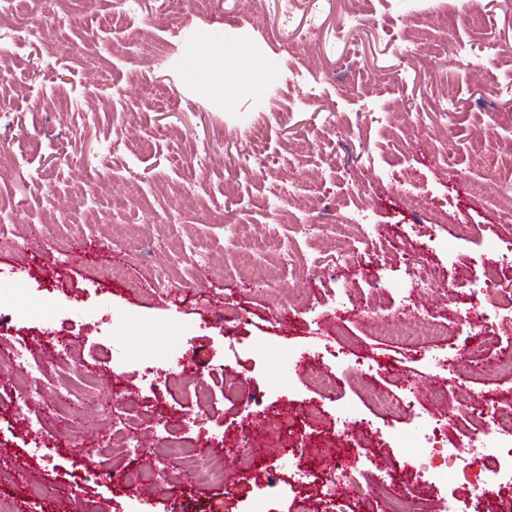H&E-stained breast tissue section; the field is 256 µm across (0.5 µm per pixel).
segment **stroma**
I'll return each instance as SVG.
<instances>
[{
	"mask_svg": "<svg viewBox=\"0 0 512 512\" xmlns=\"http://www.w3.org/2000/svg\"><path fill=\"white\" fill-rule=\"evenodd\" d=\"M114 8L115 0H96L92 12L68 20L35 13L34 22L60 25L58 66L0 104V145L31 172L23 179L0 168V208L13 213L0 224V279L19 280L26 295L0 302V318L12 325L0 333V353L22 338L43 365L38 393L26 398L14 388L21 371L0 375V506L51 512L57 498L71 512H127L109 471H153L155 459L109 445L113 428L148 445L166 426L199 439L168 376L142 380L156 351L178 336L191 384L211 383L212 367L224 364L260 396L263 415L324 432L301 470L327 471L345 452L363 467L344 480V493L308 484L295 502L266 487L288 454L268 432L247 467L210 449L225 487L180 492L153 471L141 490L152 512H249L261 496L266 512H393L395 501L417 497L441 512L447 486L424 483L396 442L413 417L382 403L396 396L450 417L484 398L512 408V375L496 367L512 355V328L483 333L467 357L454 353L465 336L454 311L469 300L473 274L489 265L512 280V252L500 246L512 239L500 212L512 191V6L475 0L467 12L463 0H387L329 57L317 41L300 40L302 20L283 24L281 0L256 10L220 0L217 19L155 7L126 27L147 29L164 46L157 63L138 50L114 51ZM408 36L418 54L407 53ZM219 51L230 72L225 87L182 79L187 58ZM292 69L316 71L318 101L303 104L301 89L285 83ZM144 81L152 95L119 96ZM76 89L91 111H63ZM450 93L457 105L446 112ZM325 110L336 113L335 127L322 126ZM166 128L180 138L161 137ZM119 136L134 150L106 153ZM256 142L257 164L234 166ZM202 143L210 164L194 179L189 163ZM53 155L61 158L55 169ZM75 171L109 198L99 222L87 221L90 202L69 197ZM263 198L270 207H260ZM132 212L140 223H123ZM228 224L238 227L231 240ZM304 224L324 231L303 235ZM35 227L47 251L18 255L13 242ZM272 228L288 241V257L253 251ZM343 239L362 242L357 263L340 262ZM199 246L209 252L203 264ZM53 252L73 268L66 286L46 272ZM148 336L154 346L111 379L114 346ZM60 343L67 359L56 353ZM439 348L449 350L447 362L429 364L425 353ZM291 350L299 357L287 373L280 360ZM364 357L380 369L365 375L357 366ZM88 367L97 383L86 394ZM66 388L82 392L78 410L55 409V391ZM208 415L211 431L227 437L252 420L233 398ZM387 473L388 491L376 493Z\"/></svg>",
	"mask_w": 512,
	"mask_h": 512,
	"instance_id": "obj_1",
	"label": "stroma"
}]
</instances>
